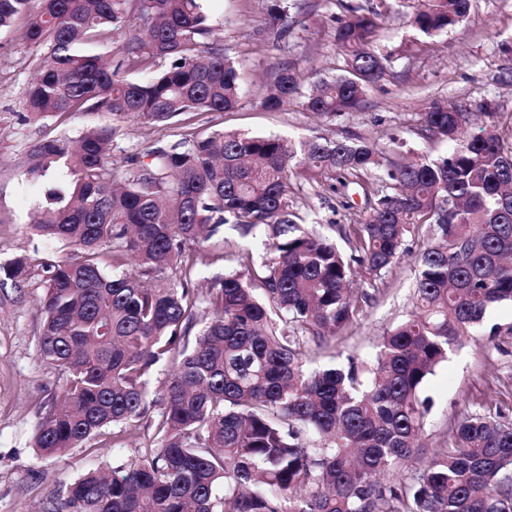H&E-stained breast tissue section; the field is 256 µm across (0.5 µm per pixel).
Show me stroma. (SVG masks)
Instances as JSON below:
<instances>
[{"instance_id":"obj_1","label":"stroma","mask_w":512,"mask_h":512,"mask_svg":"<svg viewBox=\"0 0 512 512\" xmlns=\"http://www.w3.org/2000/svg\"><path fill=\"white\" fill-rule=\"evenodd\" d=\"M363 6L380 13L383 21L372 42L387 57L383 78L367 93L357 111L335 118L306 111L295 98L280 111H265L260 101L273 79L277 63L294 69L302 88L337 74L341 59L333 42L337 17L346 6ZM209 11L224 25V50L238 62L242 97L231 112L193 115L194 126L211 131H237L255 136L275 135L295 141L319 134L360 138L378 143L389 158L437 159L446 156L445 141L419 134L420 118L432 100L471 109L469 132L479 131L482 119L475 109L491 102L503 135H512V63L502 52L512 44V0H473L469 16L456 28L435 38L419 34L407 23L421 0H288V33L275 41L268 24L267 0H208ZM33 51L20 38L0 49V172L17 169L29 146L47 133L46 127L21 123L19 100L33 74ZM176 139L172 128L126 125L118 156H137L158 142ZM375 176L351 178L348 189H331L298 177L293 206L307 229L349 252L355 224L367 217V200L376 196ZM31 196L18 178L0 175V263L21 251L56 252L67 257L62 243L34 234L30 228ZM267 236L257 229L241 237L234 224L204 248L223 254V261L202 267L195 285L207 290L214 279L240 270V256L261 257ZM427 227L414 225L405 237L407 253L381 276L357 273L355 312L320 351V365L372 362L380 336L409 317L416 304V256L429 244ZM40 276L30 270L21 286L0 288V512H50L66 488L86 471L116 460L134 458L153 447L144 434L121 447L91 451L73 448L55 458L43 457L34 445L42 411L50 407L63 377L43 361L39 351ZM430 398L420 444L423 453L405 462L410 474L439 449L450 447L457 422L480 413L512 423V305L492 307L480 335L449 354L422 389Z\"/></svg>"}]
</instances>
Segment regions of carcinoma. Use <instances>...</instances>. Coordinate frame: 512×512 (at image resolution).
Listing matches in <instances>:
<instances>
[{
  "mask_svg": "<svg viewBox=\"0 0 512 512\" xmlns=\"http://www.w3.org/2000/svg\"><path fill=\"white\" fill-rule=\"evenodd\" d=\"M206 2L0 0V35L34 51L21 121L115 120L76 138L47 134L26 154L33 227L72 248L0 264V282L16 286L40 270V354L64 376L35 446L58 456L108 428L115 446L144 425L157 440L90 470L55 512H512V424L486 416L464 418L453 446L395 477L419 448L428 378L491 307L512 304V140L487 104L486 126L469 135L471 113L434 102L423 130L448 141V155L388 161L386 190L368 200L348 256L302 226L292 178L368 174L385 162L375 142L197 129L120 169L125 124L174 127L187 113L238 106V66ZM268 2L280 38L286 6ZM470 9L471 0H426L410 25L433 37ZM347 10L333 32L342 73L304 93L321 116L357 111L385 71L371 46L379 15ZM299 93L285 66L261 106L278 111ZM230 218L244 237L267 227L271 248L258 263L242 255L244 271L202 296L197 266L222 256L201 246ZM425 223L432 242L417 259V311L382 337L374 368H310V352L350 317L356 270L380 275L405 252L410 225ZM168 362L157 399L151 375ZM110 123H112V117L104 112H76L69 115L63 127L72 135H77L89 127Z\"/></svg>",
  "mask_w": 512,
  "mask_h": 512,
  "instance_id": "obj_1",
  "label": "carcinoma"
}]
</instances>
